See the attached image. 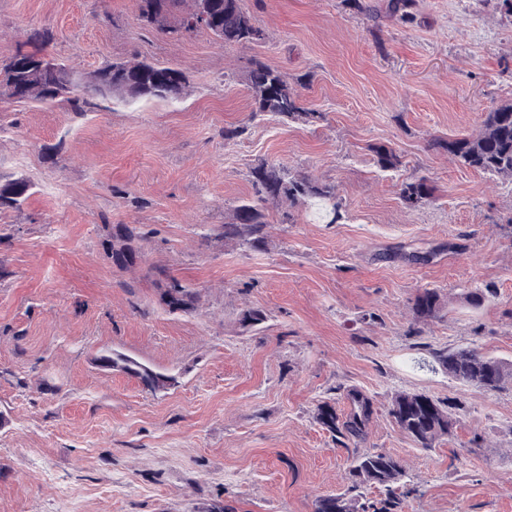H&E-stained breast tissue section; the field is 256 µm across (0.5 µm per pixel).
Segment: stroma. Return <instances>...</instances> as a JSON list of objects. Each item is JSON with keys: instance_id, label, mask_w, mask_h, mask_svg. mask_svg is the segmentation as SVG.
<instances>
[{"instance_id": "obj_1", "label": "stroma", "mask_w": 512, "mask_h": 512, "mask_svg": "<svg viewBox=\"0 0 512 512\" xmlns=\"http://www.w3.org/2000/svg\"><path fill=\"white\" fill-rule=\"evenodd\" d=\"M363 2L242 0L265 37L227 46L139 20L136 0H0L2 60L46 30L73 73L145 60L187 80L175 101L0 99V186H28L0 205V512H315L353 461L316 406L348 414L353 387L374 402L364 448L420 488L402 512H512V387L475 389L432 358L512 362V184L431 146L512 102V13L413 0L404 24L392 0ZM259 61L320 120L257 112ZM262 161L332 187L339 220L305 198L269 206L265 249L226 242ZM422 177L432 196L405 204L401 183ZM122 225L137 234L123 268ZM170 277L198 290L195 312L161 302ZM472 285L496 294L472 308ZM423 288L447 301L425 324ZM247 308L265 322L243 328ZM110 350L174 385L103 367ZM397 392L458 407L453 435L417 446L388 414Z\"/></svg>"}]
</instances>
